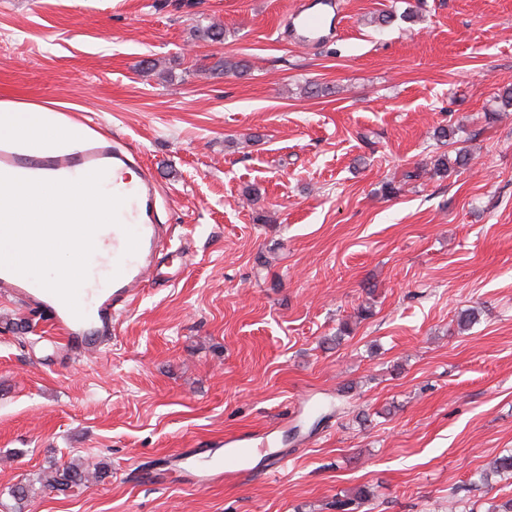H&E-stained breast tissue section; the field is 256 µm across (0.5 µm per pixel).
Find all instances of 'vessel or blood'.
<instances>
[{
  "label": "vessel or blood",
  "instance_id": "obj_1",
  "mask_svg": "<svg viewBox=\"0 0 512 512\" xmlns=\"http://www.w3.org/2000/svg\"><path fill=\"white\" fill-rule=\"evenodd\" d=\"M285 15L286 36L295 43L332 41L342 24L333 0H294ZM136 160L131 150L93 134L87 136L83 150L73 153L22 154L0 144V174L36 180H75L86 170L104 169L112 174L113 193L125 199L119 213L120 225L103 227L95 235L96 241L102 242L103 250L91 258L89 277L79 292L83 317H76L56 295L32 279L0 268V291L45 315L74 356L111 341L113 318L132 303L145 283L153 280L156 256L165 245L156 215L157 184L150 171H143L135 182L126 176ZM128 227L139 234L138 250L131 256L125 253L124 230ZM221 446L223 452L218 455L216 466L235 472L244 458L243 436L225 437ZM178 458L193 484L205 485L211 481V469L199 463L197 450L182 449Z\"/></svg>",
  "mask_w": 512,
  "mask_h": 512
}]
</instances>
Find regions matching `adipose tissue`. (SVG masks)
<instances>
[{
  "instance_id": "adipose-tissue-1",
  "label": "adipose tissue",
  "mask_w": 512,
  "mask_h": 512,
  "mask_svg": "<svg viewBox=\"0 0 512 512\" xmlns=\"http://www.w3.org/2000/svg\"><path fill=\"white\" fill-rule=\"evenodd\" d=\"M86 131L59 110L25 102H0V142L22 152H71L80 148Z\"/></svg>"
}]
</instances>
